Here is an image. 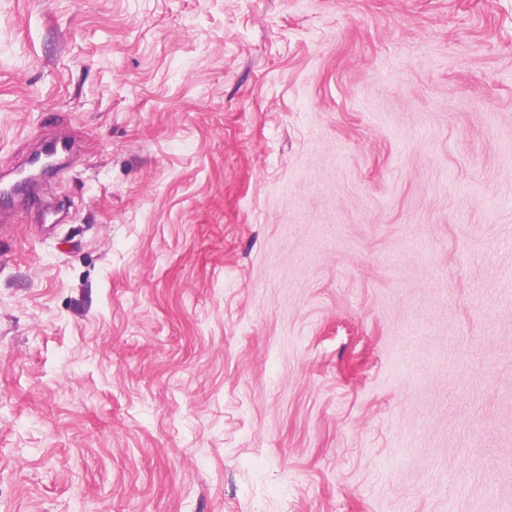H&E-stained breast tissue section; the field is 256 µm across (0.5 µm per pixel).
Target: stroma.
<instances>
[{
    "instance_id": "35a3bbf8",
    "label": "stroma",
    "mask_w": 512,
    "mask_h": 512,
    "mask_svg": "<svg viewBox=\"0 0 512 512\" xmlns=\"http://www.w3.org/2000/svg\"><path fill=\"white\" fill-rule=\"evenodd\" d=\"M0 512H512V0H0Z\"/></svg>"
}]
</instances>
